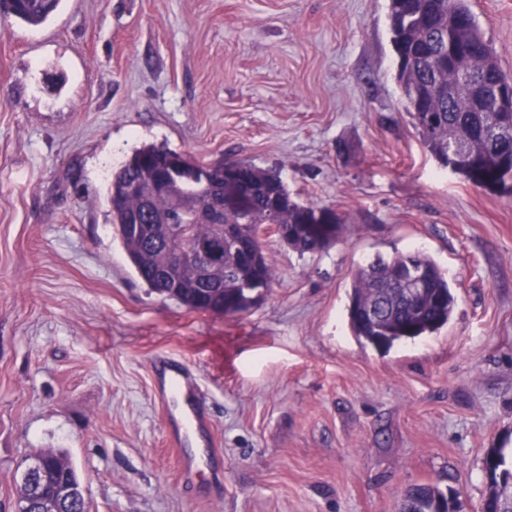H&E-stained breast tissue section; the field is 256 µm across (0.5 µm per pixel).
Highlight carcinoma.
<instances>
[{
    "instance_id": "obj_1",
    "label": "carcinoma",
    "mask_w": 512,
    "mask_h": 512,
    "mask_svg": "<svg viewBox=\"0 0 512 512\" xmlns=\"http://www.w3.org/2000/svg\"><path fill=\"white\" fill-rule=\"evenodd\" d=\"M9 15L32 26L45 23L61 0H10ZM390 30L398 57L397 81L409 113L427 151L443 166L450 156L464 158L459 172L470 164L485 166L484 182L503 188L512 180V112L496 109L497 95L512 90L506 75L485 41L467 0H390ZM170 154L162 146L144 145L112 172L108 187L110 224L137 276L151 291L190 310L207 308L230 315L251 309L270 290L274 272L262 242L254 256L240 265L231 259L206 284L186 268L177 281L162 282L156 265L165 259L162 234L152 240L134 236L131 224H143L130 185L147 184L160 176L157 160ZM241 181L254 192L251 209L224 210V223L241 234L255 233L264 224H279L289 232L288 246L319 253L336 243L341 217L331 209L295 200L280 176L271 170L242 164ZM218 183L175 182L152 199L153 209L170 213L174 221H190L186 201L199 193L216 192ZM456 300L438 264L417 251L382 257L356 270L348 308L354 335L378 348L429 336L448 324ZM496 460L484 465L494 479L489 496L500 512H512V456L497 448ZM454 494L431 484L409 489L398 512H450Z\"/></svg>"
}]
</instances>
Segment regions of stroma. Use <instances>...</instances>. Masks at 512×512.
Segmentation results:
<instances>
[{
    "instance_id": "1",
    "label": "stroma",
    "mask_w": 512,
    "mask_h": 512,
    "mask_svg": "<svg viewBox=\"0 0 512 512\" xmlns=\"http://www.w3.org/2000/svg\"><path fill=\"white\" fill-rule=\"evenodd\" d=\"M512 76V0H468ZM48 70L64 76L55 92ZM389 0H61L0 16V512L44 449L87 512H397L459 491L480 512L488 449L512 448V194L421 145L396 79ZM145 143L279 174L340 238L264 240L275 279L248 312L149 291L112 234L107 186ZM421 250L456 305L438 333L352 332L356 268ZM160 354L194 373L217 453L195 486L153 394ZM11 10L7 15L32 26L45 23L57 10L61 0H10ZM454 497L453 493L447 496L431 484L416 485L406 492L398 512H451Z\"/></svg>"
}]
</instances>
